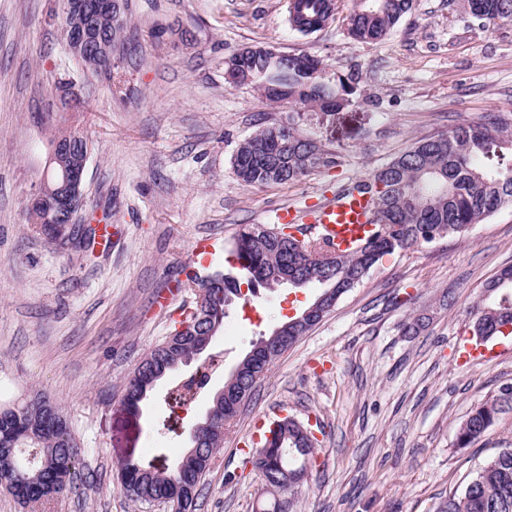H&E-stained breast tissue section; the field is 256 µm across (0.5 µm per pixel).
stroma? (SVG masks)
<instances>
[{"mask_svg":"<svg viewBox=\"0 0 512 512\" xmlns=\"http://www.w3.org/2000/svg\"><path fill=\"white\" fill-rule=\"evenodd\" d=\"M60 4L0 0V405L50 396L81 448L72 491L39 512H166L126 495L118 463L171 470L231 368L318 293L282 287L236 300L205 351L217 365L194 401L182 394L184 367L129 418L130 374L193 302L176 288L193 243L232 244L243 225L270 227L280 209L315 208L419 138L512 112V22L481 26L448 0H415L387 39L365 45L341 23L353 0H338L337 22L307 37L288 28L283 0H128L112 76L88 82L53 19ZM250 45L358 72L352 105L311 115L303 128L340 154V166L290 184L237 178L238 144L293 109L225 82V58ZM63 79L83 93L76 120L91 139L77 222L110 232L87 251L26 224L55 134L42 115L57 111ZM507 265L512 207L463 237L383 258L257 384L224 433L196 512H438L512 448L508 410L469 447L456 445L470 411L512 385V340L493 357L459 346L468 307ZM421 313L427 326L406 333L404 322ZM280 414L313 426L317 462L302 483L273 493L253 465V434L259 418Z\"/></svg>","mask_w":512,"mask_h":512,"instance_id":"obj_1","label":"stroma"}]
</instances>
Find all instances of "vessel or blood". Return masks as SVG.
<instances>
[{
	"label": "vessel or blood",
	"instance_id": "vessel-or-blood-1",
	"mask_svg": "<svg viewBox=\"0 0 512 512\" xmlns=\"http://www.w3.org/2000/svg\"><path fill=\"white\" fill-rule=\"evenodd\" d=\"M372 208L369 196L356 194L337 201L328 200L307 212L284 209L276 218L283 224L312 225L314 234L329 240L337 250L348 251L371 235ZM223 250L220 241L202 238L193 249L192 260L206 268L219 260Z\"/></svg>",
	"mask_w": 512,
	"mask_h": 512
}]
</instances>
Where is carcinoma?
I'll list each match as a JSON object with an SVG mask.
<instances>
[{
	"label": "carcinoma",
	"mask_w": 512,
	"mask_h": 512,
	"mask_svg": "<svg viewBox=\"0 0 512 512\" xmlns=\"http://www.w3.org/2000/svg\"><path fill=\"white\" fill-rule=\"evenodd\" d=\"M414 0H355L345 17L346 34L362 44L382 41L411 12ZM468 18L479 24L512 22V0H460ZM335 21L325 0H286V22L303 36L321 31ZM100 26L117 43L125 31V18L105 17ZM224 80L231 86L250 85L268 101L300 105L283 123L258 127L237 147L233 169L248 186L294 183L321 167L339 164L338 155L305 136L299 122L307 112L334 115L351 104L358 73L328 75L323 60L308 54H290L268 61L259 53H236L224 60ZM358 193L375 204L374 231L351 252L332 251L318 238L298 241L281 235V228L247 224L237 234L228 265H215L204 273L187 276L178 287L199 298L179 327L148 352L130 376L122 401L125 412L138 417L141 406L157 383L198 357V346L220 331L226 317L224 298L241 286L257 297L271 289L270 278L280 270L296 274L305 285L317 284L341 297L356 287L384 256L417 244L430 231L439 237L461 236L501 208L512 205V117L491 115L474 125H458L446 133L427 136L392 158L369 178H354L336 188V195ZM49 239L65 244L75 239L88 248L94 236L88 230L63 232L45 225ZM473 335L486 336L496 325L512 319V265L488 281L469 307ZM320 320L288 328V343L266 359L247 362L237 387L249 395L269 367ZM512 385L499 389L492 399L477 405L460 426L457 437L468 447L503 411ZM210 420H202L201 442L189 448L172 473L143 468L132 459L121 461L119 478L125 493L138 502L160 503L169 512H194L199 485L224 443V396L215 392ZM285 418L270 430L264 447L283 440V454L258 459L261 473L285 482L286 473L303 469L315 453L298 428ZM35 450L32 467L17 469L7 448ZM78 444L67 414L46 395L0 409V486L22 507L58 499L72 488L78 461ZM439 512H512V448L490 459L464 487L444 503Z\"/></svg>",
	"instance_id": "obj_1"
}]
</instances>
